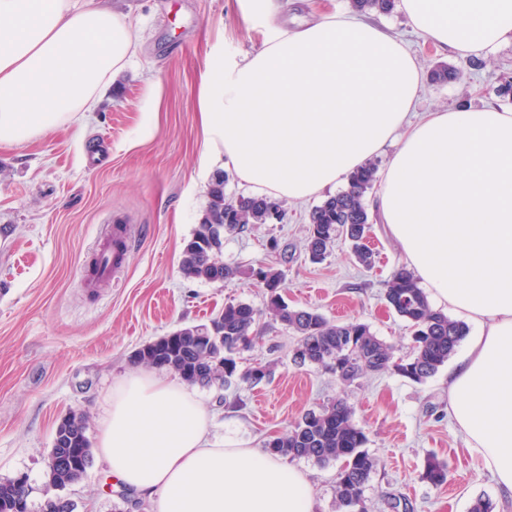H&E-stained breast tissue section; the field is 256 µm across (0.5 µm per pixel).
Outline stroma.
Instances as JSON below:
<instances>
[{"instance_id": "35a3bbf8", "label": "stroma", "mask_w": 512, "mask_h": 512, "mask_svg": "<svg viewBox=\"0 0 512 512\" xmlns=\"http://www.w3.org/2000/svg\"><path fill=\"white\" fill-rule=\"evenodd\" d=\"M112 6L129 14L142 46L96 111L83 125L0 146V479L27 476L30 512H40L61 418L86 413L87 434L96 438L104 398L133 370L136 349L243 301L261 316L256 344L238 365L267 363L271 374L254 386L197 387L211 434L260 448L305 411L341 397L378 460L365 492L369 512H394L398 499L408 512H470L479 498L492 512H512V499L448 417L447 368L421 383L391 372L345 383L294 362L296 336L266 313L268 298L251 278L223 284L183 277V248L209 189L197 176L198 94L208 54L217 49L240 59L257 52L266 24L245 15L239 0H112ZM367 19L401 39L424 70L441 63L463 69L460 83L425 81L416 113L461 103L512 107V96L498 93L512 80V44L464 60L436 50L401 12ZM315 204L312 198L284 203L281 223L251 224L225 236V261L279 269L290 306L318 310L335 323H368L396 356L406 355L410 332L383 301L390 274L403 261L400 250L377 219L373 269L355 263L341 241L323 262L311 263L304 242ZM115 224L134 230L121 271L88 284V264ZM432 456L448 465V481L438 488L422 477ZM298 465L312 483L314 512H336L339 463L302 459ZM67 495L75 512H154L148 499L111 485L97 460Z\"/></svg>"}]
</instances>
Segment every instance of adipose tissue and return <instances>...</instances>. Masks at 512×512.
<instances>
[{
	"label": "adipose tissue",
	"instance_id": "obj_1",
	"mask_svg": "<svg viewBox=\"0 0 512 512\" xmlns=\"http://www.w3.org/2000/svg\"><path fill=\"white\" fill-rule=\"evenodd\" d=\"M436 48L512 42V0H398ZM141 38L105 0H0V144L81 123ZM423 70L403 42L345 12L265 32L242 59L211 52L199 90L205 174L302 201L385 157L375 201L437 306L477 327L448 370V414L512 494V109L411 111ZM196 393L149 369L112 386L97 455L156 512H313L305 471L211 436Z\"/></svg>",
	"mask_w": 512,
	"mask_h": 512
}]
</instances>
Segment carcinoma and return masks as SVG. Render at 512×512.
I'll return each instance as SVG.
<instances>
[{
    "label": "carcinoma",
    "instance_id": "cac0c4a2",
    "mask_svg": "<svg viewBox=\"0 0 512 512\" xmlns=\"http://www.w3.org/2000/svg\"><path fill=\"white\" fill-rule=\"evenodd\" d=\"M351 6L358 12L390 15L396 0H351ZM431 79L436 83L457 82L461 70L441 64L432 70ZM376 174V165L368 163L349 175L346 189L312 208L305 244L310 262L324 261L332 243L342 236L360 265L367 269L373 266L367 233L374 216L365 197L376 182ZM227 181L224 177L211 183L207 206L184 247L181 272L189 280L208 283H224L246 273L253 277L269 296V311L299 336L295 355L301 364L324 367L350 383L387 371L421 383L448 362L467 336V325L433 308L424 289L403 265L393 271L384 301L410 329L411 351L404 358L394 357L393 348L366 323L333 324L313 309L289 306L279 293L283 288L280 270L266 266L245 272L224 261V233L249 224L270 223V213L282 210V203L267 196L228 197L224 194ZM257 316L258 310L249 303L226 304L212 319L220 332L212 343L201 340L206 325L187 326L143 345L133 352L131 362L170 370L185 382L203 387H228L235 378L257 384L268 375V367L253 366L240 373L237 363V354L253 347L252 328ZM87 429L88 419L82 412H72L63 419L47 458V484L65 491L82 480L93 460ZM366 443L364 430L353 422L351 407L339 399L307 411L287 433L273 438V452L321 465L342 462L336 481V512H366L365 490L377 467ZM423 478L435 487L445 484L447 464L434 457L427 459ZM16 498L15 479L0 480V512H14Z\"/></svg>",
    "mask_w": 512,
    "mask_h": 512
}]
</instances>
